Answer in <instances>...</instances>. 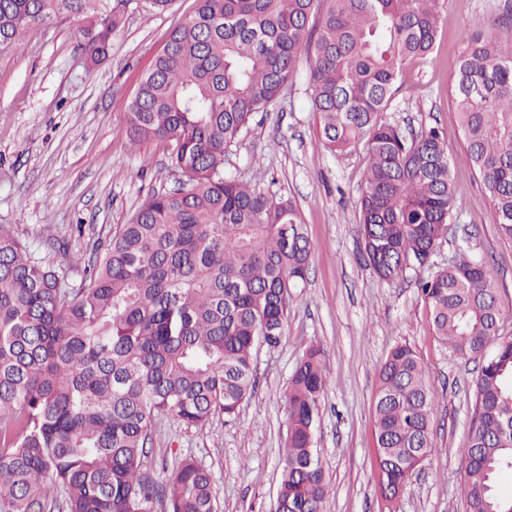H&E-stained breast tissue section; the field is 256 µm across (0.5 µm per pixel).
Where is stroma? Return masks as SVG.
I'll list each match as a JSON object with an SVG mask.
<instances>
[{
  "instance_id": "obj_1",
  "label": "stroma",
  "mask_w": 512,
  "mask_h": 512,
  "mask_svg": "<svg viewBox=\"0 0 512 512\" xmlns=\"http://www.w3.org/2000/svg\"><path fill=\"white\" fill-rule=\"evenodd\" d=\"M108 2L123 10L125 23L97 64L89 63L65 21L29 33L23 51H0V225H9L41 257L50 237L67 238L75 249L108 238L145 198L172 188L178 178L167 167L166 143L131 145L125 113L169 31L192 15L196 2L174 0L165 12L147 0ZM438 8L435 52L403 66L387 114L409 129L437 128L447 145L457 204L434 267H409L390 282L366 264L357 231L366 151L358 145L334 154L321 145L310 107L309 61L299 62L278 99L226 154L225 173L295 199L313 252L305 287L289 299L284 339L277 349L260 352L255 392L238 415L188 430L170 418L152 434L155 458L174 449L210 469L218 512H274L290 377L312 346L321 349L330 379L316 435L331 480L326 512H465L460 450L468 440L481 364L457 358L436 336L417 283L445 268L458 249L488 258L502 329L512 335V243L491 222L450 99L466 37L492 30L512 41V23L490 26L512 9V0H468L462 11L452 0H439ZM404 343L426 365L439 404L434 452L393 507L378 486L372 401L384 360Z\"/></svg>"
}]
</instances>
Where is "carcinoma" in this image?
<instances>
[{
	"mask_svg": "<svg viewBox=\"0 0 512 512\" xmlns=\"http://www.w3.org/2000/svg\"><path fill=\"white\" fill-rule=\"evenodd\" d=\"M439 0H197L168 35L128 105L131 142L168 145L184 180L158 192L105 241L55 264L0 225V512H217L211 471L186 455L155 475L151 432L234 417L254 392L259 350L284 337L291 290L307 281L311 243L291 199L224 174V154L301 59L323 146L363 144L358 233L388 281L431 262L455 210L440 134L407 137L384 118L401 67L429 57ZM73 23L92 62L123 14L104 0H0V49ZM464 148L490 216L512 240V41L468 38L452 78ZM81 269L80 282L66 287ZM436 336L480 358L465 512H509L496 477L512 470V339L490 264L464 253L420 282ZM323 355L309 348L288 392L280 512H324L316 448ZM438 397L416 351L386 357L373 401L380 492L394 502L432 454Z\"/></svg>",
	"mask_w": 512,
	"mask_h": 512,
	"instance_id": "1",
	"label": "carcinoma"
}]
</instances>
